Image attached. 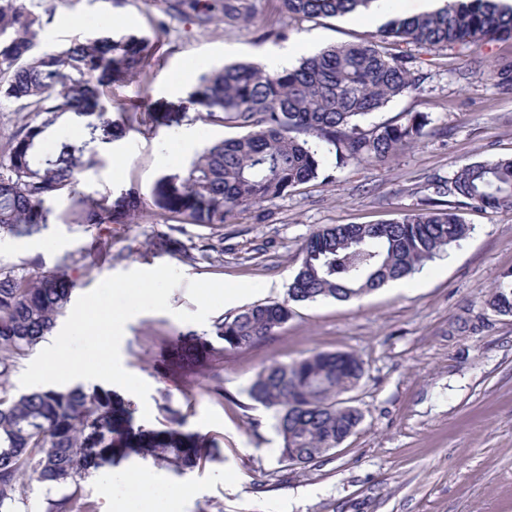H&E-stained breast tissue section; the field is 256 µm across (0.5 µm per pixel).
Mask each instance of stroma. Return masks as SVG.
Returning <instances> with one entry per match:
<instances>
[{
    "label": "stroma",
    "mask_w": 512,
    "mask_h": 512,
    "mask_svg": "<svg viewBox=\"0 0 512 512\" xmlns=\"http://www.w3.org/2000/svg\"><path fill=\"white\" fill-rule=\"evenodd\" d=\"M205 2L213 19L201 25L190 9L171 17L168 0H27L44 21L45 48L104 29L148 38L140 74L106 87L102 98L112 119L134 112L138 120L100 147L97 164L77 185L93 198L133 188L145 205L133 223L113 225L112 259L97 267L85 250L94 229L69 222V200L60 195L41 233H0V267L35 257L47 270L68 263L77 297L105 277L162 264L190 280L263 284L260 294L220 307L202 324L177 319V312L197 309L180 286L170 311L139 313L124 327L122 366L149 386L147 400H131L135 425L161 428L159 407L167 403L180 412L184 430L215 438L218 452L205 466L180 472L129 458L54 487L24 474L8 512H51L71 494L96 512H114L113 502L125 497L114 475L142 467L155 469L162 483L188 488L181 512H512V314L489 305L497 282L512 274V209L454 204L469 236L412 274L409 289L295 303L288 322L250 349L180 367L169 357L172 345L210 335L216 320L243 306L285 300L301 249L321 227L390 222L424 208L461 164L512 157V94L500 93L486 69L512 58V43L409 46L419 90L360 123L371 130L410 113L427 115L424 135L387 164L338 163L335 147L321 141L317 178L224 224L170 226L150 201L156 182L181 181L204 148L241 134L191 102L186 71L199 76L237 62L263 64L286 49L296 63L378 28L367 16L293 20L280 0H241L249 23L228 22L224 0ZM271 25L282 27L284 38H264ZM192 128L198 145L180 167L168 166L174 136ZM315 352H350L362 362L364 375L348 397L363 420L336 449L294 465L281 457L271 411L252 401L248 388L264 367Z\"/></svg>",
    "instance_id": "obj_1"
}]
</instances>
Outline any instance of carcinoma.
<instances>
[{"label":"carcinoma","mask_w":512,"mask_h":512,"mask_svg":"<svg viewBox=\"0 0 512 512\" xmlns=\"http://www.w3.org/2000/svg\"><path fill=\"white\" fill-rule=\"evenodd\" d=\"M200 0H173L169 10L190 4L200 24L212 20ZM375 0H281L290 18L361 16ZM42 18L25 0H0V97L18 111L42 117L25 125L0 154V232L29 237L47 228L46 203L66 193L70 222L97 230L89 251L110 255L112 225L140 211L139 193L130 189L117 200L92 199L77 191L78 176L97 164V146L119 138L124 126L102 104V88L137 76L149 41L105 32L58 49L40 47ZM512 41V7L496 0H447L444 7L411 17L390 16L377 33L330 46L298 66L270 72L238 63L203 75L191 93L207 119L246 130L206 148L187 168L180 183L160 179L152 203L171 219L192 224H224L243 206L277 199L318 177L320 159L312 140L336 146V157L384 164L415 143L427 116L409 115L401 123L370 132L359 120L392 99L417 90L411 55L396 49L405 43L427 49L468 47ZM490 79L512 93V60L497 63ZM83 120L81 141L59 139L51 153L41 144L48 129L64 117ZM427 207L385 224H337L311 235L281 303L245 307L214 324L212 338L177 349L179 361L222 357L248 349L288 321L290 303L333 298L350 300L389 281L405 278L452 244L465 240L470 226L443 196L476 208L512 209V158L468 162L455 171L446 190ZM74 281L64 271H45L38 259L0 269V379L12 364L51 334L56 318L70 302ZM494 308H512V281H500L490 300ZM363 376L357 357L317 352L260 371L248 388L250 399L272 411L288 449L315 460L319 448H336L361 423L362 413L341 395ZM169 426L135 430L131 404L101 387L33 391L0 397V508L11 499L17 474L60 485L115 465L130 456L150 458L178 470L202 467L216 448L182 430L178 413L160 407ZM54 512H94L89 502L65 497Z\"/></svg>","instance_id":"1"}]
</instances>
